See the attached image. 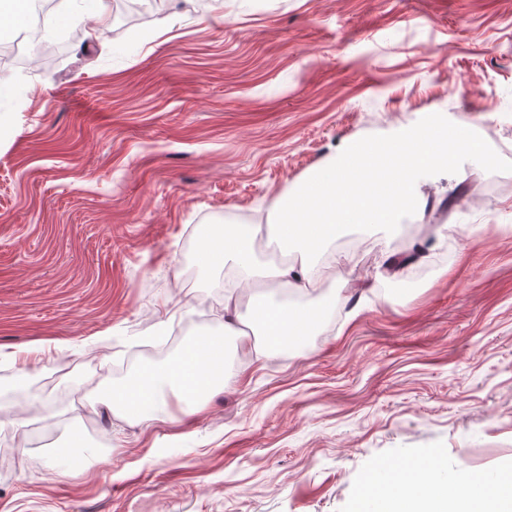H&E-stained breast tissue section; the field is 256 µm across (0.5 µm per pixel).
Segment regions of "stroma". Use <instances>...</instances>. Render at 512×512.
<instances>
[{
    "label": "stroma",
    "mask_w": 512,
    "mask_h": 512,
    "mask_svg": "<svg viewBox=\"0 0 512 512\" xmlns=\"http://www.w3.org/2000/svg\"><path fill=\"white\" fill-rule=\"evenodd\" d=\"M92 24L72 0L59 62H0V512H356L381 466L512 463V0H170ZM430 112L487 158L429 176L423 220L339 230L308 290L338 299L321 335L231 357L174 423L102 403L146 347L223 331L207 229ZM466 182L474 205L439 213ZM402 242L428 275L379 278Z\"/></svg>",
    "instance_id": "35a3bbf8"
}]
</instances>
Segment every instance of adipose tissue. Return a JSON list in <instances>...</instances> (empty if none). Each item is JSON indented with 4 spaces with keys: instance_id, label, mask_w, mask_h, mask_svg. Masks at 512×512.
<instances>
[{
    "instance_id": "adipose-tissue-1",
    "label": "adipose tissue",
    "mask_w": 512,
    "mask_h": 512,
    "mask_svg": "<svg viewBox=\"0 0 512 512\" xmlns=\"http://www.w3.org/2000/svg\"><path fill=\"white\" fill-rule=\"evenodd\" d=\"M485 154L472 127L449 122L438 112L378 138L345 141L271 203L267 221L275 228L283 261L256 260V224L220 225L207 237L199 254L203 269L232 276L224 293L223 333L193 336L173 359L138 367L122 385L104 390L103 399L139 423L200 412L223 389L231 352L241 338L236 329L241 288L262 283L304 291L319 274L315 255L338 228H390L404 215L422 214L426 174L454 171L461 158ZM328 306L325 300L293 303L272 297L256 302L250 311V322L261 336L253 347L256 356L304 346L322 329ZM438 470L426 460L391 473L385 484L363 493L358 512H512V476L498 475L497 488L479 493L477 476L462 472L447 485L440 482Z\"/></svg>"
}]
</instances>
